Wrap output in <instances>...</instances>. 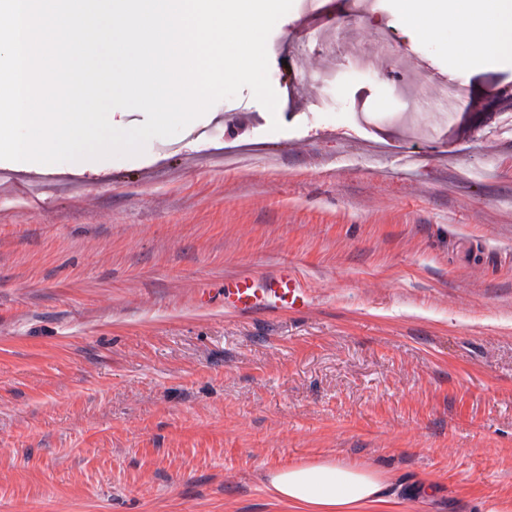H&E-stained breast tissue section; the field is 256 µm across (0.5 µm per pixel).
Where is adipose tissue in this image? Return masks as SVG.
Instances as JSON below:
<instances>
[{"label": "adipose tissue", "mask_w": 512, "mask_h": 512, "mask_svg": "<svg viewBox=\"0 0 512 512\" xmlns=\"http://www.w3.org/2000/svg\"><path fill=\"white\" fill-rule=\"evenodd\" d=\"M397 7L410 35L451 32L461 67L512 58V0H397ZM267 483L276 498L304 512H361L382 502L387 488L381 472L331 459L270 473Z\"/></svg>", "instance_id": "ef3b65f1"}]
</instances>
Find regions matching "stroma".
I'll return each instance as SVG.
<instances>
[{"instance_id":"obj_1","label":"stroma","mask_w":512,"mask_h":512,"mask_svg":"<svg viewBox=\"0 0 512 512\" xmlns=\"http://www.w3.org/2000/svg\"><path fill=\"white\" fill-rule=\"evenodd\" d=\"M325 2L268 37L276 112L0 189V512H293L267 475L322 459L389 476L371 512H512V60ZM284 262L304 312L199 302Z\"/></svg>"}]
</instances>
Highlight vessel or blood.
Segmentation results:
<instances>
[{
    "mask_svg": "<svg viewBox=\"0 0 512 512\" xmlns=\"http://www.w3.org/2000/svg\"><path fill=\"white\" fill-rule=\"evenodd\" d=\"M221 299L225 311L233 314L301 312L310 306L305 284L288 265L269 275L243 273L225 278Z\"/></svg>",
    "mask_w": 512,
    "mask_h": 512,
    "instance_id": "obj_1",
    "label": "vessel or blood"
}]
</instances>
